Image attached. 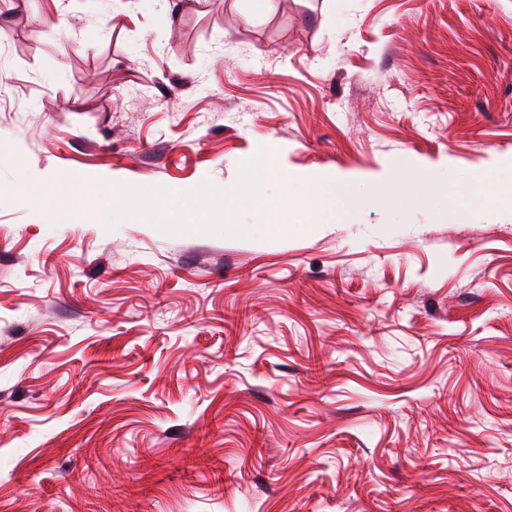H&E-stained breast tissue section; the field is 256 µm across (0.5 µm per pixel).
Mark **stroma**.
Returning <instances> with one entry per match:
<instances>
[{
  "label": "stroma",
  "mask_w": 512,
  "mask_h": 512,
  "mask_svg": "<svg viewBox=\"0 0 512 512\" xmlns=\"http://www.w3.org/2000/svg\"><path fill=\"white\" fill-rule=\"evenodd\" d=\"M275 148L325 224L106 229ZM512 0H0V512H512ZM485 178L481 177L477 180L473 190V195L479 197L483 202L490 204H505L511 206L512 211V167L511 179L504 180L494 184V190L490 195L484 191Z\"/></svg>",
  "instance_id": "1"
}]
</instances>
